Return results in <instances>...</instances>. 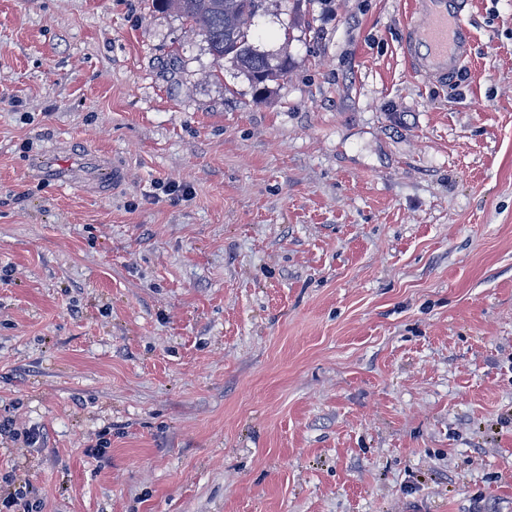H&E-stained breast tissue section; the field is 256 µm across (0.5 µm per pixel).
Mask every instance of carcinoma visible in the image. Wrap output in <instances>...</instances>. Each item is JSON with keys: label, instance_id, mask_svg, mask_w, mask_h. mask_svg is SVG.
I'll return each instance as SVG.
<instances>
[{"label": "carcinoma", "instance_id": "1", "mask_svg": "<svg viewBox=\"0 0 512 512\" xmlns=\"http://www.w3.org/2000/svg\"><path fill=\"white\" fill-rule=\"evenodd\" d=\"M163 8L174 6L203 38L218 62L236 66L253 85H264L288 73V56L261 52L252 45L247 22L263 11L265 0H156Z\"/></svg>", "mask_w": 512, "mask_h": 512}]
</instances>
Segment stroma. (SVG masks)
<instances>
[{
    "instance_id": "stroma-1",
    "label": "stroma",
    "mask_w": 512,
    "mask_h": 512,
    "mask_svg": "<svg viewBox=\"0 0 512 512\" xmlns=\"http://www.w3.org/2000/svg\"><path fill=\"white\" fill-rule=\"evenodd\" d=\"M412 2L267 0L259 89L152 0H0V496L512 512V0L449 84ZM2 435L14 440H22L28 448H39L42 433L37 428H16V420L10 416L0 418V437Z\"/></svg>"
}]
</instances>
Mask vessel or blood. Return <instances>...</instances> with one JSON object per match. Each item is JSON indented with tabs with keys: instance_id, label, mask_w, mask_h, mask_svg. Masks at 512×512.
<instances>
[{
	"instance_id": "b4317fda",
	"label": "vessel or blood",
	"mask_w": 512,
	"mask_h": 512,
	"mask_svg": "<svg viewBox=\"0 0 512 512\" xmlns=\"http://www.w3.org/2000/svg\"><path fill=\"white\" fill-rule=\"evenodd\" d=\"M467 0H414L402 47L415 76L447 82L472 55L473 33L462 13Z\"/></svg>"
}]
</instances>
